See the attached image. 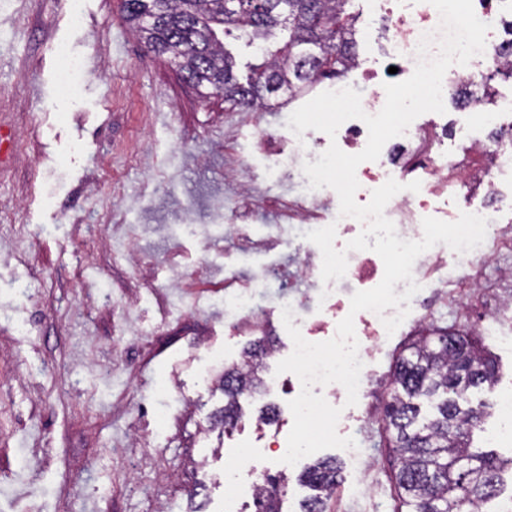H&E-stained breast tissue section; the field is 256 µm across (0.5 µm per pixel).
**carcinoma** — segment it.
Masks as SVG:
<instances>
[{
  "mask_svg": "<svg viewBox=\"0 0 512 512\" xmlns=\"http://www.w3.org/2000/svg\"><path fill=\"white\" fill-rule=\"evenodd\" d=\"M348 0H124L126 22L156 53L166 56L190 83L224 95V100L259 107L280 91L289 97L322 78L340 77L356 61L355 17ZM153 17L148 29L142 17ZM236 29L260 52L246 82L218 31ZM267 343L243 351L244 363L219 377L224 409L218 422L230 426L241 416L240 399L261 392L258 377ZM495 371L487 354L466 335L430 326L398 358L381 421L390 434L394 477L404 512H487L500 494L502 474L512 472V456L498 458L470 448L482 413L460 401L475 389H491ZM433 412L421 416V401ZM460 466L448 470L449 462ZM341 466L321 459L302 481L316 494L302 512H324Z\"/></svg>",
  "mask_w": 512,
  "mask_h": 512,
  "instance_id": "cac0c4a2",
  "label": "carcinoma"
}]
</instances>
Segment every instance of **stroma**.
<instances>
[{"instance_id": "obj_1", "label": "stroma", "mask_w": 512, "mask_h": 512, "mask_svg": "<svg viewBox=\"0 0 512 512\" xmlns=\"http://www.w3.org/2000/svg\"><path fill=\"white\" fill-rule=\"evenodd\" d=\"M379 2L349 0L357 65L316 92L343 84L365 97L407 79L382 53ZM67 55L82 63L73 101L60 84ZM306 101L250 112L202 94L147 48L121 0H81L77 19L68 0H0V512H224L234 441L268 455L260 433L286 422L287 390L243 399L232 435L213 423L218 377L256 339L225 314L224 282L267 278L255 302L272 310L280 276L314 248L292 220L302 168L258 147L267 133L289 148L287 120ZM445 108L419 123L446 128L447 157L480 165L459 107ZM420 303L493 358L495 386L472 398L486 414L472 445L505 455L487 432L497 395L512 392V310L488 330L437 296ZM413 338L409 327L372 349L349 425L368 421ZM362 446L359 463L320 452L343 465L346 512H398L379 426ZM312 462L270 466L282 512H300Z\"/></svg>"}]
</instances>
